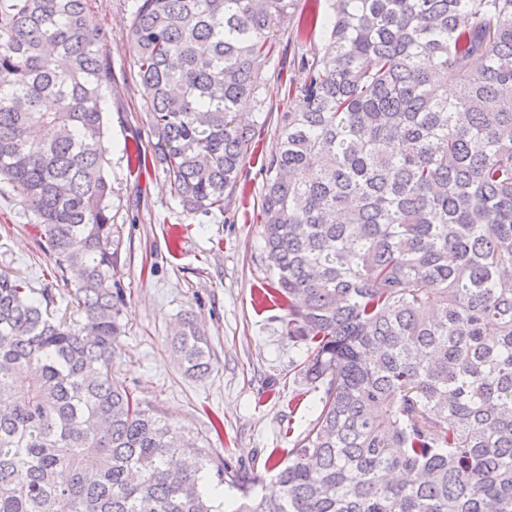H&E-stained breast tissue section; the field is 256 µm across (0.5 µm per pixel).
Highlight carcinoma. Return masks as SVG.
I'll return each instance as SVG.
<instances>
[{"instance_id":"carcinoma-1","label":"carcinoma","mask_w":512,"mask_h":512,"mask_svg":"<svg viewBox=\"0 0 512 512\" xmlns=\"http://www.w3.org/2000/svg\"><path fill=\"white\" fill-rule=\"evenodd\" d=\"M88 0H0V180L83 320L0 272V512H220L194 444L112 377L123 302ZM138 0L128 39L189 214L224 211L264 110L256 59L322 26L285 81L261 263L319 413L234 512H512V0ZM453 71V95L437 80ZM172 346L211 370L185 316ZM296 49V56L306 55L308 58L312 56H320L322 57L325 53H327L330 49V41L328 35L325 30L318 25L315 29L309 33V35L304 38L299 45V50Z\"/></svg>"}]
</instances>
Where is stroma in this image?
<instances>
[{
    "label": "stroma",
    "instance_id": "35a3bbf8",
    "mask_svg": "<svg viewBox=\"0 0 512 512\" xmlns=\"http://www.w3.org/2000/svg\"><path fill=\"white\" fill-rule=\"evenodd\" d=\"M134 10L135 0H88L93 25L112 33L105 49L112 85L102 107L112 221L121 239L114 282L123 295L112 371L143 407L223 465V488L237 505L243 482L253 483L258 494H278L271 465L285 460L315 419L322 395L300 372L305 348L288 336L286 310L263 297L265 273L258 262L264 245L257 221L266 181L262 164L277 148V115L288 109L276 81L282 57L257 62L268 109L255 119L265 130L224 211L189 214L171 193L161 164L135 168L137 154L151 153L154 136L126 37ZM0 270L47 290L55 316H64L69 289L55 278L20 198L4 183ZM188 313L209 340L212 368L202 378L187 376L171 347L173 331Z\"/></svg>",
    "mask_w": 512,
    "mask_h": 512
}]
</instances>
